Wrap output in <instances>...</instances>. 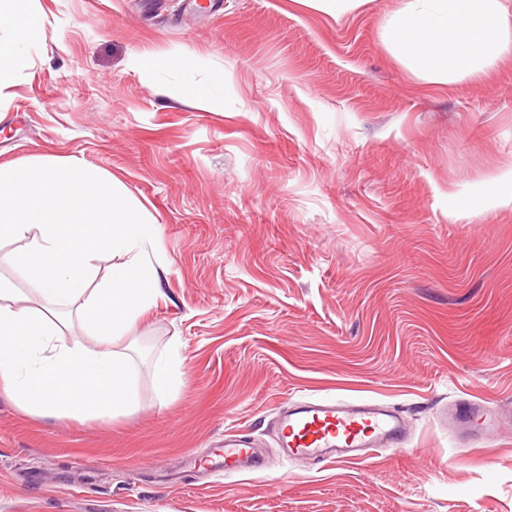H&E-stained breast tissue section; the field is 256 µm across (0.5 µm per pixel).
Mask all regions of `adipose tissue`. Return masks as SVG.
<instances>
[{"instance_id": "1", "label": "adipose tissue", "mask_w": 512, "mask_h": 512, "mask_svg": "<svg viewBox=\"0 0 512 512\" xmlns=\"http://www.w3.org/2000/svg\"><path fill=\"white\" fill-rule=\"evenodd\" d=\"M0 102L46 40L37 0H0ZM390 52L417 77L449 83L512 58V12L502 0H405L384 27ZM154 226L103 170L42 157L0 164V244L5 260L37 292L24 304L0 277V389L42 416L112 419L136 404L133 370L115 343L159 294L145 252ZM123 255L109 280L88 284L97 260ZM78 301L80 335L45 307Z\"/></svg>"}]
</instances>
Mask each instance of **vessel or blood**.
I'll list each match as a JSON object with an SVG mask.
<instances>
[{
	"mask_svg": "<svg viewBox=\"0 0 512 512\" xmlns=\"http://www.w3.org/2000/svg\"><path fill=\"white\" fill-rule=\"evenodd\" d=\"M445 427L470 437L487 436L512 424V414L485 410L480 403L461 400L442 413ZM278 430L284 448L298 458L329 463H363L373 448H400L407 442L404 419L371 401L316 399L281 412ZM262 463L248 441L229 434L224 438V468L251 473Z\"/></svg>",
	"mask_w": 512,
	"mask_h": 512,
	"instance_id": "1",
	"label": "vessel or blood"
}]
</instances>
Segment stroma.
<instances>
[{"instance_id":"obj_1","label":"stroma","mask_w":512,"mask_h":512,"mask_svg":"<svg viewBox=\"0 0 512 512\" xmlns=\"http://www.w3.org/2000/svg\"><path fill=\"white\" fill-rule=\"evenodd\" d=\"M400 5L39 0L47 39L0 104V164L111 174L156 226L161 294L117 345L131 413L30 416L0 392V512H512V431L464 446L437 421L460 398L512 403V205L462 215L512 167V59L418 79L382 38ZM311 398L386 404L411 440L291 459L277 409ZM235 430L262 472H222ZM311 7L323 11L331 16L338 18L347 13L355 11L359 6L365 4L367 0H302ZM177 349L178 344L174 342L173 356L168 360L159 362L155 368V380L163 394L170 391L179 375Z\"/></svg>"}]
</instances>
